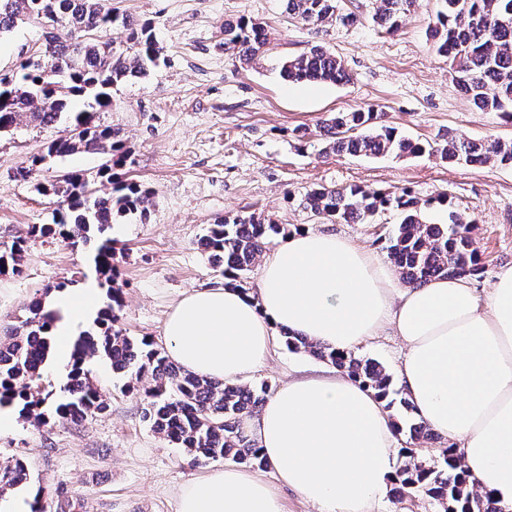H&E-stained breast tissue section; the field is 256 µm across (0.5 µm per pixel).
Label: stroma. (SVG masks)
<instances>
[{
  "label": "stroma",
  "mask_w": 512,
  "mask_h": 512,
  "mask_svg": "<svg viewBox=\"0 0 512 512\" xmlns=\"http://www.w3.org/2000/svg\"><path fill=\"white\" fill-rule=\"evenodd\" d=\"M109 3L134 22L151 23L161 51L146 77L112 87L111 104L99 115L101 123L121 129L130 177L154 192L148 220L129 214L107 231L123 298L119 326L127 335L162 342L167 312L184 291L223 284L199 244L206 225L256 213L291 231L318 226L299 206L318 185L408 192L424 202L430 223H447L452 208L466 212L477 223L484 268L473 282L480 292L512 266V166L322 151L327 115L369 106L400 134L422 141L449 130L477 140L512 137V125L498 112L478 111L454 81L449 60L434 52L429 25L440 0H417L391 33L372 19L376 0H344L356 23L323 33L289 16L282 0ZM242 17L263 23L267 32L249 67L224 48L225 22ZM41 37V29L26 20L0 36V74L18 73ZM316 44L342 61L349 81L280 78L282 60ZM63 130L22 121L0 134V244L31 225L51 223L54 206L37 191L38 182L61 171H94L104 162V155L81 152L45 164L38 178L21 179L20 167ZM441 193L449 206L435 204ZM402 218L389 208L368 223H330L326 229L384 258ZM99 278L93 245L75 249L53 238L30 239L21 274L0 275V325L14 322L46 288L62 282L78 288ZM326 367L281 343L249 384L275 388ZM89 368L109 405L105 414L41 427L16 418L0 433V452L26 459L33 483L47 492L60 488L84 498L87 512H175L178 488L223 467L224 459L194 461L142 421L139 394L124 389L109 363L96 358Z\"/></svg>",
  "instance_id": "1"
}]
</instances>
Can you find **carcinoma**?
Listing matches in <instances>:
<instances>
[{
  "mask_svg": "<svg viewBox=\"0 0 512 512\" xmlns=\"http://www.w3.org/2000/svg\"><path fill=\"white\" fill-rule=\"evenodd\" d=\"M415 0H378L373 21L389 31L399 27ZM430 25L435 51L451 60L454 79L473 106L496 111L512 121V0H440ZM289 15L319 26L348 27L356 23L352 13L340 8V0H286ZM32 20L43 29L44 41L37 59H25L17 77L0 74V131L24 119L36 126L59 122L79 127L47 144L44 151L20 170L27 178L39 171L46 159L78 152L106 155L95 172L99 188L90 191L82 172L68 179L38 184V191L56 199L60 219L35 224L27 236H18L0 247V274L18 275L28 238L59 236L77 247L102 237L119 217L140 213L147 217L152 203L149 187L123 177L128 151L120 131L96 123L91 111L105 109L110 89L118 82L139 79L157 65L160 49L148 23L133 24L105 5L104 0H0V36L18 21ZM124 34L123 48L114 47L110 32ZM263 24L247 18L224 25V47L243 63L255 59L266 44ZM290 82L341 83L349 75L328 49L313 45L290 57L280 70ZM324 152L396 158L434 155L449 164L512 165V139L474 140L457 132L422 143L402 136L383 123V113L372 109L337 112L322 121ZM300 206L311 215L332 223L361 222L379 210L396 207L404 213L388 248L389 259L402 280L420 287L437 277L475 276L482 257L475 247L476 221L452 210L448 223L424 220L418 201L408 194L369 192L357 186L310 189ZM280 224L262 218L226 217L204 229L199 242L212 267L233 272L234 286L244 287L246 275L259 264L275 239L284 234ZM97 272L108 284L110 303L82 332L71 353L72 369L59 392L48 389L44 379L53 349L49 329L58 317L45 297L34 298L26 314L0 337V407H17L20 416L46 426L54 419L62 424L84 421L107 410L105 398L90 377L86 363L104 358L112 372L126 379L125 386L141 385L142 420L151 430L194 459L231 458L252 468L266 465L241 427L242 419L257 413L265 402L268 386L260 389L226 384L193 375L177 366L165 349L146 337L136 338L116 328L117 310L123 306L120 289L113 287L117 269L112 240H104L94 256ZM289 349L305 350L342 370L385 402V409H403L394 419L397 433L408 440L400 448L403 464L396 473L394 498L424 495L443 512H502L487 495L470 486L461 461L451 449L438 448L441 465L418 456V446L439 436L415 413L405 397L396 398L392 377L381 364L362 360L300 336L285 335ZM30 479L27 462L19 456L0 455V499L25 486ZM44 488L31 505L32 512H80L81 499L62 490L51 502Z\"/></svg>",
  "mask_w": 512,
  "mask_h": 512,
  "instance_id": "cac0c4a2",
  "label": "carcinoma"
}]
</instances>
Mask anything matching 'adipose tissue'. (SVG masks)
Wrapping results in <instances>:
<instances>
[{
    "label": "adipose tissue",
    "instance_id": "ef3b65f1",
    "mask_svg": "<svg viewBox=\"0 0 512 512\" xmlns=\"http://www.w3.org/2000/svg\"><path fill=\"white\" fill-rule=\"evenodd\" d=\"M97 293L90 281L59 299L57 366H70L67 338ZM384 330L403 345L396 373L417 415L450 442L470 483L512 512V267L483 296L464 277L402 287L372 251L303 227L264 259L255 288L183 293L163 337L182 369L236 383L268 361L283 334L347 351ZM245 426L276 484L228 464L181 486L175 512H283L280 486L317 512H374L387 494L395 426L348 375L288 380Z\"/></svg>",
    "mask_w": 512,
    "mask_h": 512
}]
</instances>
